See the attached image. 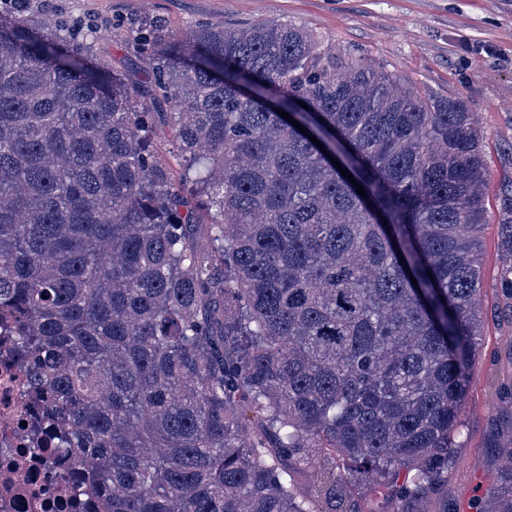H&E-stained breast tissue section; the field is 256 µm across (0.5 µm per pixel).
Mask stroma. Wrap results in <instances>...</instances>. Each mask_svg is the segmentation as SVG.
<instances>
[{"instance_id": "stroma-1", "label": "stroma", "mask_w": 512, "mask_h": 512, "mask_svg": "<svg viewBox=\"0 0 512 512\" xmlns=\"http://www.w3.org/2000/svg\"><path fill=\"white\" fill-rule=\"evenodd\" d=\"M39 11L45 18L93 21L99 29L94 55L123 73L143 69L121 36L129 24L149 20L180 35L203 22L235 28L268 20L302 28L336 55L386 66L418 91L466 102L484 132L480 304L486 323L464 401L463 433L431 509L473 512L497 484L489 442L512 426V416L498 406L501 387L512 384V307L496 286L498 213L512 196V0H41Z\"/></svg>"}]
</instances>
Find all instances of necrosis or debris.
Masks as SVG:
<instances>
[{"mask_svg": "<svg viewBox=\"0 0 512 512\" xmlns=\"http://www.w3.org/2000/svg\"><path fill=\"white\" fill-rule=\"evenodd\" d=\"M11 343L0 336V512H100L97 500L76 494L64 478L78 460L55 448L51 431L30 435L39 407Z\"/></svg>", "mask_w": 512, "mask_h": 512, "instance_id": "obj_1", "label": "necrosis or debris"}]
</instances>
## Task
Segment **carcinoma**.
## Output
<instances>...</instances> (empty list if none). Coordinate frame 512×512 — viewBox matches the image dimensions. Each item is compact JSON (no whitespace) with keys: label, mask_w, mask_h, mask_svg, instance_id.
<instances>
[{"label":"carcinoma","mask_w":512,"mask_h":512,"mask_svg":"<svg viewBox=\"0 0 512 512\" xmlns=\"http://www.w3.org/2000/svg\"><path fill=\"white\" fill-rule=\"evenodd\" d=\"M38 8L0 0V326L74 488L104 512H362L365 486L428 512L484 321L465 102L266 20L138 24L142 82ZM498 225L512 301V197ZM491 447L476 512H512V432ZM155 143L158 153L169 163L174 175L178 176L181 172L180 161L177 159L175 153L172 152L171 133L163 124L158 125Z\"/></svg>","instance_id":"1"}]
</instances>
